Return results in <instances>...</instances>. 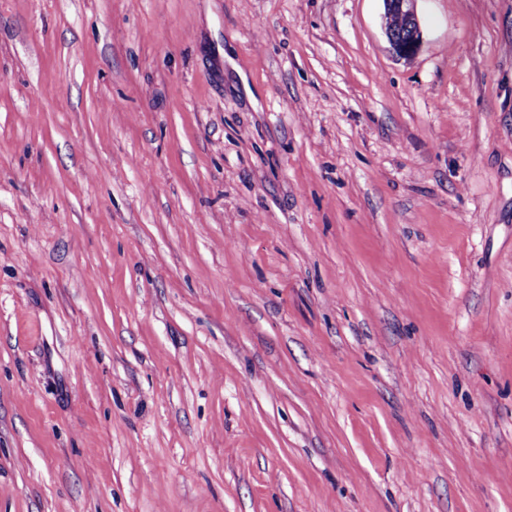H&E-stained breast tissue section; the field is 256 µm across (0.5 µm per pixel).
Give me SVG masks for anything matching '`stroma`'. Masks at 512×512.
Listing matches in <instances>:
<instances>
[{
  "label": "stroma",
  "instance_id": "1",
  "mask_svg": "<svg viewBox=\"0 0 512 512\" xmlns=\"http://www.w3.org/2000/svg\"><path fill=\"white\" fill-rule=\"evenodd\" d=\"M0 0V512H512V0ZM415 2L416 0H384L385 34L392 51L401 58L415 55L421 46L422 34L416 18ZM404 27L405 33L399 34L396 31L401 32Z\"/></svg>",
  "mask_w": 512,
  "mask_h": 512
}]
</instances>
